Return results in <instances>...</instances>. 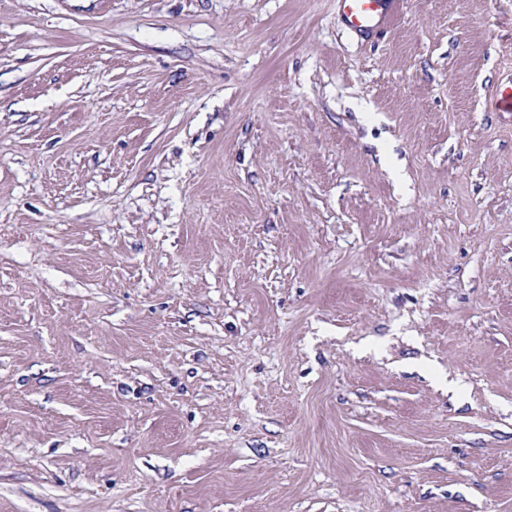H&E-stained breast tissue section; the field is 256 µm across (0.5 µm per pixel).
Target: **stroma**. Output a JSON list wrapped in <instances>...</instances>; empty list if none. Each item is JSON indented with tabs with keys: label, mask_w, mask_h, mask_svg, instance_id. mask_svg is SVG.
Listing matches in <instances>:
<instances>
[{
	"label": "stroma",
	"mask_w": 512,
	"mask_h": 512,
	"mask_svg": "<svg viewBox=\"0 0 512 512\" xmlns=\"http://www.w3.org/2000/svg\"><path fill=\"white\" fill-rule=\"evenodd\" d=\"M512 0H0V512H512ZM345 22L366 36L380 30L390 16L394 0H337Z\"/></svg>",
	"instance_id": "1"
}]
</instances>
